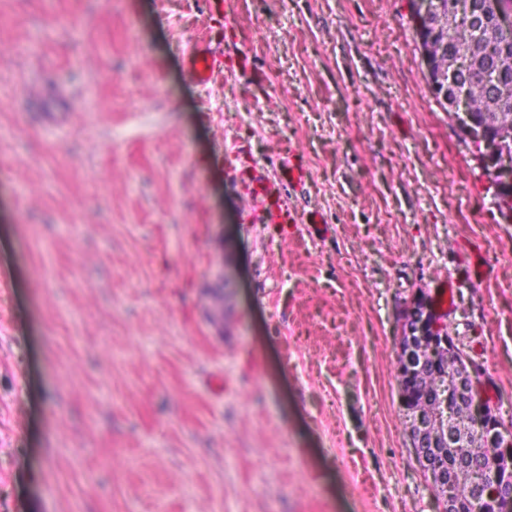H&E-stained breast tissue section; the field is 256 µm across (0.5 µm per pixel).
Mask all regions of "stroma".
I'll use <instances>...</instances> for the list:
<instances>
[{
  "label": "stroma",
  "instance_id": "obj_1",
  "mask_svg": "<svg viewBox=\"0 0 512 512\" xmlns=\"http://www.w3.org/2000/svg\"><path fill=\"white\" fill-rule=\"evenodd\" d=\"M223 6L0 0V512H439L397 337L451 280L440 321L512 428V222L416 0ZM291 152L329 236L243 208L234 170ZM188 74L199 84L208 83L218 63V53L210 44L196 43L185 57Z\"/></svg>",
  "mask_w": 512,
  "mask_h": 512
}]
</instances>
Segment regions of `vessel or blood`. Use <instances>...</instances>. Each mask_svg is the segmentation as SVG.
I'll list each match as a JSON object with an SVG mask.
<instances>
[{
  "label": "vessel or blood",
  "instance_id": "b4317fda",
  "mask_svg": "<svg viewBox=\"0 0 512 512\" xmlns=\"http://www.w3.org/2000/svg\"><path fill=\"white\" fill-rule=\"evenodd\" d=\"M217 63V51L206 43L195 44L186 56L187 72L200 84L211 80ZM241 176L245 180L248 209L262 223L300 225L317 235L326 232L320 213H301L290 203L292 192L303 188L307 179L306 169L294 157L283 158L276 176L266 174L264 166L256 162L242 171Z\"/></svg>",
  "mask_w": 512,
  "mask_h": 512
}]
</instances>
